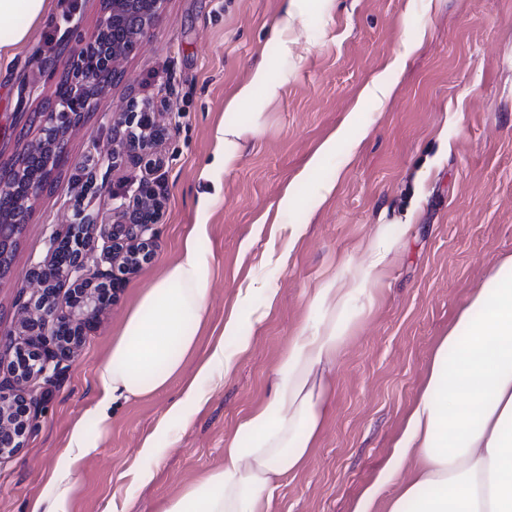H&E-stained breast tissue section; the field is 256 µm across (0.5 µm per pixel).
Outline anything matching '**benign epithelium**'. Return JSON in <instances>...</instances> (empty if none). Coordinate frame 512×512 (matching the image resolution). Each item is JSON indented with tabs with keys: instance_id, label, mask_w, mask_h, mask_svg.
<instances>
[{
	"instance_id": "7a95c632",
	"label": "benign epithelium",
	"mask_w": 512,
	"mask_h": 512,
	"mask_svg": "<svg viewBox=\"0 0 512 512\" xmlns=\"http://www.w3.org/2000/svg\"><path fill=\"white\" fill-rule=\"evenodd\" d=\"M166 0H100V12L88 33L70 36L61 53L69 68L58 81L62 92L26 113V124L40 127V138L26 144L16 154L9 170L0 172V278L9 273L16 235L27 224L31 203L52 181L54 169L64 160L59 146L78 129L84 115L103 106L113 82L121 77L120 64L139 46L142 38L164 10ZM160 127L152 114L135 111V105L122 113L119 124L132 132L144 124ZM41 149L45 158L42 177L30 180L27 167L30 153ZM129 157L143 168L157 165L153 140L133 137L112 143V161ZM94 179L89 176L76 195L73 220L48 239V252L64 240L70 242L72 256L62 264L58 277L72 281V301L67 311L56 304L57 289L47 276L50 264L38 262L30 268L21 294H30L17 317L10 345L14 359L8 366L11 380L0 381V459L24 447L33 425L36 399L23 385L73 360L81 346L84 331L115 299L125 276L152 260L158 237L157 223L163 200L148 182L136 189L125 186L112 192L116 201L112 221H106L85 206L95 196ZM110 263L105 271L93 272L89 259L97 247Z\"/></svg>"
}]
</instances>
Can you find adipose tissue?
Returning <instances> with one entry per match:
<instances>
[{
    "instance_id": "ef3b65f1",
    "label": "adipose tissue",
    "mask_w": 512,
    "mask_h": 512,
    "mask_svg": "<svg viewBox=\"0 0 512 512\" xmlns=\"http://www.w3.org/2000/svg\"><path fill=\"white\" fill-rule=\"evenodd\" d=\"M53 10L52 0H0V75ZM205 239V225H195L179 258L139 295L113 336L97 369L96 400L85 412L98 429H107L117 401L167 388L193 354L208 310ZM390 250L386 237L375 234L365 265L317 288L309 303L314 318L279 361L267 403L240 422L223 466L185 485L162 512H270L275 482L309 462L328 411L324 370L344 343L351 304L369 298ZM251 339L241 314H231L166 420L143 442V459L159 458L172 426L189 423L203 383L231 372L235 354L247 351ZM93 446L84 422L76 423L55 461L49 498L35 500L28 512H67L75 464ZM382 499L387 512H512V258L494 268L435 349L422 393L353 512H375Z\"/></svg>"
}]
</instances>
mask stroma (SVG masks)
<instances>
[{
	"label": "stroma",
	"mask_w": 512,
	"mask_h": 512,
	"mask_svg": "<svg viewBox=\"0 0 512 512\" xmlns=\"http://www.w3.org/2000/svg\"><path fill=\"white\" fill-rule=\"evenodd\" d=\"M51 18L34 26L12 75L0 81V169L19 138L35 139L24 115L49 98L67 62L60 41L91 29L97 0H56ZM291 0H167L140 47L124 60L109 101L86 114L64 145L54 186L34 204L0 281V334L14 328L28 269L48 256L47 240L73 215L79 179L93 176L92 203L112 217V190L147 178L164 200L153 260L123 284L74 361L53 382L36 380L34 427L24 448L0 460V512H28L46 495L57 457L95 400V375L139 294L179 256L194 224L208 226L209 314L181 381L151 396L112 406L105 432L87 422L95 449L77 464L70 512H159L202 473L223 466L240 421L271 396L273 372L323 280L364 264V245L384 232L395 247L372 283L373 301L352 321L334 366L329 412L307 468L276 483L271 512H352L392 451L421 392L432 355L460 310L490 272L512 256V0H319L299 5V19L280 50L274 28ZM415 43L407 51V43ZM266 64L279 81L274 98L239 109L257 119L221 176L220 200L200 213L211 186L201 177L217 149V129L238 88ZM393 85L383 103L364 100L376 75ZM149 105L166 130L162 165L145 172L113 167L111 142L121 112ZM359 113L370 133L341 143L307 181L311 155ZM333 184L322 194V184ZM294 193L288 209L280 201ZM304 230L288 245L284 225ZM290 250L285 265L270 255ZM253 288L245 322L250 349L235 355L221 381L205 384L189 425L175 428L138 482L139 452L182 381L195 374ZM276 294L266 304V290Z\"/></svg>",
	"instance_id": "obj_1"
}]
</instances>
